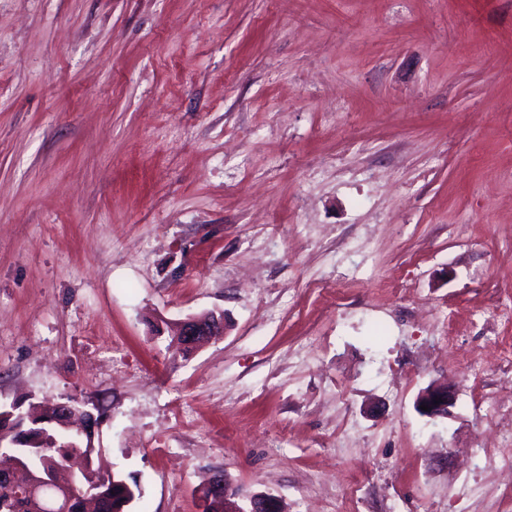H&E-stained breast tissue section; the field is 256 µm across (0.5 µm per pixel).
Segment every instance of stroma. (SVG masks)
Segmentation results:
<instances>
[{
	"label": "stroma",
	"instance_id": "stroma-1",
	"mask_svg": "<svg viewBox=\"0 0 512 512\" xmlns=\"http://www.w3.org/2000/svg\"><path fill=\"white\" fill-rule=\"evenodd\" d=\"M508 305L512 0H0V404L127 512H512ZM224 334L223 313L208 312L199 316H189L180 322L178 343L183 351L193 350L203 342ZM438 401V404H435ZM455 402L454 393L448 387L429 386L423 390L416 400L418 411L429 418H436L448 413V408ZM428 406V411L421 410L420 406ZM33 399L16 400L15 408L10 407V412H3L5 417L0 422V472L9 468L17 471L18 464L24 472H19L22 479L49 480L54 469L52 465L86 471L93 478L88 480L83 477L85 482L77 481V491L71 497L70 507L66 497L76 484L71 471L65 482L57 477L52 480L54 499L50 509L43 499V509L40 511L67 512L69 507L68 512H85L87 504L91 503L94 512H125L135 499L136 492L140 494L136 482L130 484L119 475L100 474L92 468V456L96 449L90 439L65 430L60 420H53L58 417L54 403L62 399L42 398L36 402ZM66 399L74 404L81 403ZM73 403H57L66 427L78 435H93L97 427L95 415ZM45 480L21 483L19 496L41 492ZM206 487L210 489L207 504L209 505L213 500L214 506L219 507L221 503L223 508L220 511L223 512L283 511L281 501L271 494L248 495L246 498L249 500V508L248 510L244 509L240 503L242 495L238 490L231 488L223 471H214Z\"/></svg>",
	"mask_w": 512,
	"mask_h": 512
}]
</instances>
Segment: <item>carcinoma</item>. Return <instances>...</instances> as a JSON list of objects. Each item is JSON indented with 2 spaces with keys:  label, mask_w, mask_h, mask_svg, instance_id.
I'll use <instances>...</instances> for the list:
<instances>
[{
  "label": "carcinoma",
  "mask_w": 512,
  "mask_h": 512,
  "mask_svg": "<svg viewBox=\"0 0 512 512\" xmlns=\"http://www.w3.org/2000/svg\"><path fill=\"white\" fill-rule=\"evenodd\" d=\"M54 403L56 400L48 398L15 401L0 420V470L19 465L22 477L45 480L51 478L55 465L85 471L92 479L77 482L69 512H86L89 503L93 512H125L139 491L138 485L119 475L96 472L92 442L63 428ZM0 512H28L15 498L14 485L5 480H0Z\"/></svg>",
  "instance_id": "1"
}]
</instances>
